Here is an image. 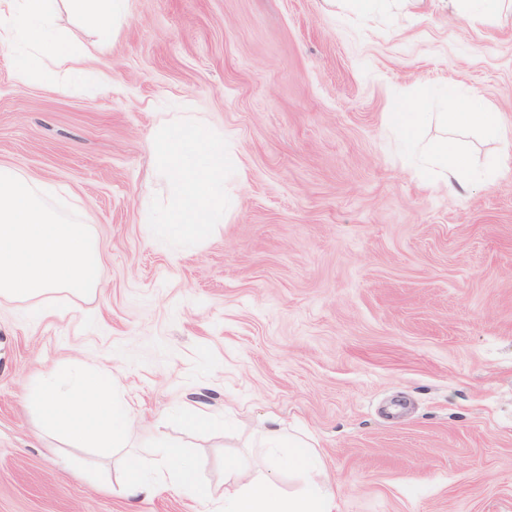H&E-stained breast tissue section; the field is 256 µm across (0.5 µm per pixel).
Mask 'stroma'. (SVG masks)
<instances>
[{
	"instance_id": "obj_1",
	"label": "stroma",
	"mask_w": 512,
	"mask_h": 512,
	"mask_svg": "<svg viewBox=\"0 0 512 512\" xmlns=\"http://www.w3.org/2000/svg\"><path fill=\"white\" fill-rule=\"evenodd\" d=\"M129 0L107 46L67 13L107 85L23 79L0 46V165L94 226L96 296L0 306V512H204L169 487L131 503L103 458L47 433L34 379L112 371L135 436L219 487L277 420L313 437L339 512H512V171L505 144L442 114L465 97L512 127V13L455 0ZM425 113L406 142L396 114ZM189 112L223 130L233 205L192 247L156 240L150 130ZM454 139L477 178L449 191L422 145ZM196 403L223 430L191 427Z\"/></svg>"
}]
</instances>
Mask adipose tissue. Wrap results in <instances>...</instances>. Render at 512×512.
<instances>
[{
  "instance_id": "1",
  "label": "adipose tissue",
  "mask_w": 512,
  "mask_h": 512,
  "mask_svg": "<svg viewBox=\"0 0 512 512\" xmlns=\"http://www.w3.org/2000/svg\"><path fill=\"white\" fill-rule=\"evenodd\" d=\"M73 15L108 36L128 10V0H0V45H21L34 61L32 75L52 84L66 76L78 81L87 70L57 24L59 2ZM150 148L158 170L170 178L166 210L153 217L156 236L190 241L224 221V176L228 158L223 132L180 116L153 128ZM44 429L79 448H127L135 417L115 398L110 371L91 367L77 377L58 369L39 378L31 395ZM265 466L253 471L242 459L224 468V488L213 492L201 485L192 461L169 466L165 459H130L119 481L121 494L133 502L152 497L173 484L194 498H207L213 512H337L334 484L310 439L271 423L259 433ZM289 460L292 487H284L274 460Z\"/></svg>"
}]
</instances>
